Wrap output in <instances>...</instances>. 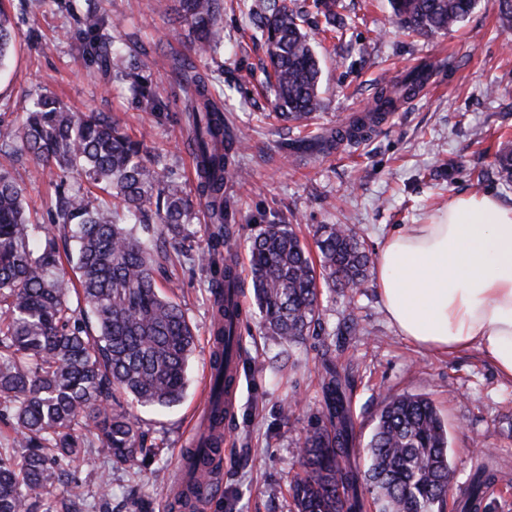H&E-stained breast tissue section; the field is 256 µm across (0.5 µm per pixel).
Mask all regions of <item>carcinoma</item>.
Segmentation results:
<instances>
[{
	"mask_svg": "<svg viewBox=\"0 0 512 512\" xmlns=\"http://www.w3.org/2000/svg\"><path fill=\"white\" fill-rule=\"evenodd\" d=\"M335 0H312L328 31L345 29ZM182 17L197 31L193 50L221 44L224 0H179ZM402 28L420 35L465 21L476 0H390ZM268 57L275 115L299 121L321 109V66L303 14L288 0H257L249 7ZM81 48L112 58L111 23L90 8L82 16ZM14 42L10 16L0 0V66ZM150 58L142 50L129 58L124 75L136 99L150 110L162 106L143 76ZM424 74L413 70L378 91L374 111L356 119L347 139L363 134L401 101L416 95ZM185 113L188 145L195 162L199 204L224 241L222 278L212 285L214 345L210 354L211 435L184 455L194 471L210 460L216 433L224 426L229 366L240 349V287L228 239L230 203L224 184L242 175L232 167L233 140L204 76H187ZM21 147L60 183L84 178L107 193L94 206L79 193L57 192L53 223L59 233L31 222L23 189L0 170V406L20 435L21 456L0 448V512H78L81 485L64 464L94 450L116 466L152 450L140 444L131 405L170 406L180 401L197 336L181 306L159 289L155 270L167 239L182 236L192 201L178 178L146 158L145 144L128 136L100 112L77 114L58 99H34L19 125H0V150ZM334 139L320 136L295 146L325 152ZM74 250L61 253V239ZM254 302L268 336L292 344L320 325L323 289L354 297L368 279L371 258L364 241L347 224H322L313 245L288 224H265L247 246ZM321 422L298 442L299 471L291 480L293 512H363L365 493L376 512H442L453 498L456 512H488L499 470L484 461L468 481L451 487L453 469L448 428L434 404L418 395L390 398L377 418L360 464L347 400L352 380L324 360ZM67 486V497L53 496Z\"/></svg>",
	"mask_w": 512,
	"mask_h": 512,
	"instance_id": "1",
	"label": "carcinoma"
}]
</instances>
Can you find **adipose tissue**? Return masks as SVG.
<instances>
[{"instance_id": "ef3b65f1", "label": "adipose tissue", "mask_w": 512, "mask_h": 512, "mask_svg": "<svg viewBox=\"0 0 512 512\" xmlns=\"http://www.w3.org/2000/svg\"><path fill=\"white\" fill-rule=\"evenodd\" d=\"M374 276L401 336L431 352L478 350L512 381V205L451 199L428 223L390 233Z\"/></svg>"}]
</instances>
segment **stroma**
I'll list each match as a JSON object with an SVG mask.
<instances>
[{
    "instance_id": "35a3bbf8",
    "label": "stroma",
    "mask_w": 512,
    "mask_h": 512,
    "mask_svg": "<svg viewBox=\"0 0 512 512\" xmlns=\"http://www.w3.org/2000/svg\"><path fill=\"white\" fill-rule=\"evenodd\" d=\"M113 24L115 43L147 50L150 80L165 108L152 112L133 96L116 67H103L72 38L87 7ZM16 49L0 68V124H20L33 98L54 95L78 112H105L145 140L148 156L175 171L196 196L193 158L184 130L182 66H193L224 94V115L244 147L235 154L245 179L225 186L238 263L264 224H289L311 238L317 225L351 224L370 254L395 228L422 224L448 200L491 193L512 204V184L498 174L502 142L512 141V28L502 27L497 0H478L459 26L431 36L399 29L388 0H337L352 18L346 33L321 32L315 16L304 27L321 59L323 108L303 123L278 120L262 68L265 47L237 0H224V44L194 55L195 37L178 21V0H8ZM432 65L431 87L402 104L360 139L337 142L327 154L293 151L291 143L348 127L370 112L381 84L396 82L418 63ZM0 167L23 185L30 220L51 224L56 179L32 156L0 152ZM195 208L170 255L211 250L215 261H162L161 291L179 302L196 329L182 400L167 408L138 407L144 447L154 456L124 470L89 456L71 464L84 487L82 512H99V489H112V512H173L169 488L186 448L188 427L207 400L212 297L210 281L224 266V246ZM321 325L298 343L263 335L251 286L242 292L241 360L234 411L224 423L219 484L201 512H291L289 484L297 445L322 406L323 357L352 375L350 408L356 446L365 449L384 402L397 394L431 399L448 426L455 484L494 457L512 487V384L502 383L480 352L438 354L418 348L390 324L376 282L347 299L324 293ZM298 401L294 416L285 409Z\"/></svg>"
}]
</instances>
